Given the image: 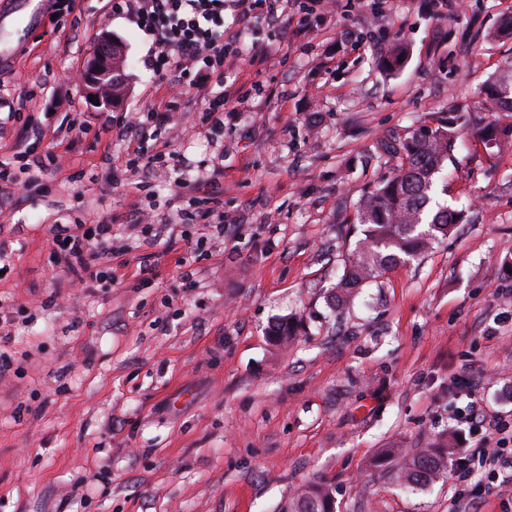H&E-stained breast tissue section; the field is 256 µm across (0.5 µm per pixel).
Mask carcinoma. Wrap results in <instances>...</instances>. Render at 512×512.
<instances>
[{"instance_id": "carcinoma-1", "label": "carcinoma", "mask_w": 512, "mask_h": 512, "mask_svg": "<svg viewBox=\"0 0 512 512\" xmlns=\"http://www.w3.org/2000/svg\"><path fill=\"white\" fill-rule=\"evenodd\" d=\"M408 55V45L397 42L380 58V68L389 74L396 72ZM112 58V97L118 99L128 88L122 48L112 47ZM485 95L481 111L512 112V66L493 74ZM470 120L468 109L439 112L405 136L382 142L385 155L394 161L393 175L359 202L356 220L361 238L336 282L334 305H347L366 283L393 265L424 254L439 238L466 221V215L458 210H441L430 217L428 207L435 178L452 159L459 130ZM480 140L487 150L506 145V138L491 121L481 129ZM272 335L275 342L288 344L296 336L294 321L280 320ZM388 455L398 457V475L410 487L435 481L448 464L444 456L427 451L400 455L391 450ZM279 512H333L332 492L321 482H309Z\"/></svg>"}]
</instances>
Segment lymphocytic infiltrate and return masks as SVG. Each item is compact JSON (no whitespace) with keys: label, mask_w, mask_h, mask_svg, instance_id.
<instances>
[{"label":"lymphocytic infiltrate","mask_w":512,"mask_h":512,"mask_svg":"<svg viewBox=\"0 0 512 512\" xmlns=\"http://www.w3.org/2000/svg\"><path fill=\"white\" fill-rule=\"evenodd\" d=\"M279 7L280 0H112L113 10L130 14L153 37L159 58L175 72L167 84L171 90L184 86L185 73L198 63L210 74L223 75L225 59L239 52L224 27L225 16H232L233 27L242 31L255 19L274 18ZM50 242V264L85 286L111 276V215L92 224L51 225ZM458 382L470 396L459 415L468 436L452 463L457 485L449 512L464 506L478 512L480 490L466 483L473 470L482 469L498 491L512 489V422L483 406L478 395L481 376L466 372Z\"/></svg>","instance_id":"obj_1"}]
</instances>
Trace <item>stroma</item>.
Listing matches in <instances>:
<instances>
[{
  "mask_svg": "<svg viewBox=\"0 0 512 512\" xmlns=\"http://www.w3.org/2000/svg\"><path fill=\"white\" fill-rule=\"evenodd\" d=\"M27 5L0 0V43L18 51L0 63V161L15 183L0 196L12 249L0 307L13 315L0 342L11 357L0 512H277L314 480L332 487L336 512H448L452 474L406 487L381 452L460 438L467 400L450 386L465 370L493 372L483 403L512 410V150L480 142L488 120L512 130V112L474 113L437 181L436 203L470 223L347 306L327 295L358 239L360 199L393 173L382 139L474 104L512 65V44L491 36L512 0H330L313 11L283 0L224 64L242 99L223 125L189 86L172 111L175 142L148 141L149 154L179 161L161 174L100 125L160 105L166 83L144 65L151 37L104 0L44 10L25 31ZM107 32L127 59V94L112 108L68 78ZM399 40L407 62L385 74L377 59ZM270 42L283 50L261 62ZM28 115L44 133L35 155H54L37 182L13 149ZM84 119L68 148L66 127ZM209 206L207 219L181 223L183 209ZM142 208L191 241L192 279L146 245ZM107 212L123 265L75 286L48 261L49 227ZM287 317L302 330L283 347L269 328Z\"/></svg>",
  "mask_w": 512,
  "mask_h": 512,
  "instance_id": "obj_1",
  "label": "stroma"
}]
</instances>
